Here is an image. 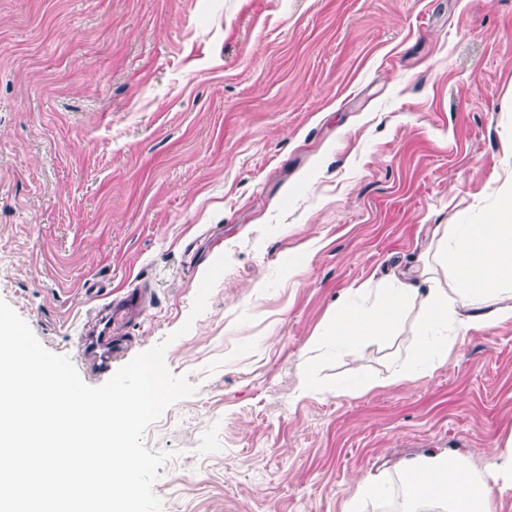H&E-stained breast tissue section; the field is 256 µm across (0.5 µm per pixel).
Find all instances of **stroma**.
<instances>
[{"mask_svg":"<svg viewBox=\"0 0 512 512\" xmlns=\"http://www.w3.org/2000/svg\"><path fill=\"white\" fill-rule=\"evenodd\" d=\"M511 141L512 0H0V299L75 364L145 290L113 369L165 340L197 388L144 435L172 454L163 512H345L385 470L384 512L402 461L512 431V320L399 384L417 308L386 341H312L436 226L484 220ZM145 295L141 288H127L118 300L101 310L95 324L81 336L82 357L98 374L108 373L112 359L126 348L122 336H112V324L138 314L144 305Z\"/></svg>","mask_w":512,"mask_h":512,"instance_id":"1","label":"stroma"}]
</instances>
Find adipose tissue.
<instances>
[{"instance_id":"ef3b65f1","label":"adipose tissue","mask_w":512,"mask_h":512,"mask_svg":"<svg viewBox=\"0 0 512 512\" xmlns=\"http://www.w3.org/2000/svg\"><path fill=\"white\" fill-rule=\"evenodd\" d=\"M439 271L447 287L435 285ZM420 279L430 283L426 292L414 286ZM413 303L420 308L415 354L393 368L394 383L430 376L447 364L459 333L512 319V179L502 184L499 204L485 221L445 225L422 267L379 288L374 299L341 301L321 340L345 347L367 337L387 339ZM505 445L506 452L491 451L479 464L445 451L408 459L403 512L426 505L438 512H496L493 490H512V434Z\"/></svg>"}]
</instances>
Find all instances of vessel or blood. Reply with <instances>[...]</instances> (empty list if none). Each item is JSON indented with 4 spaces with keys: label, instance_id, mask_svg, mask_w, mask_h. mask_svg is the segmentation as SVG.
I'll return each mask as SVG.
<instances>
[{
    "label": "vessel or blood",
    "instance_id": "1",
    "mask_svg": "<svg viewBox=\"0 0 512 512\" xmlns=\"http://www.w3.org/2000/svg\"><path fill=\"white\" fill-rule=\"evenodd\" d=\"M143 289L129 288L121 293L107 309L101 310L95 324L86 329L82 338V357L86 364L98 373H108L113 359L121 353L126 342L123 337L113 335L112 325L138 314L144 305Z\"/></svg>",
    "mask_w": 512,
    "mask_h": 512
}]
</instances>
